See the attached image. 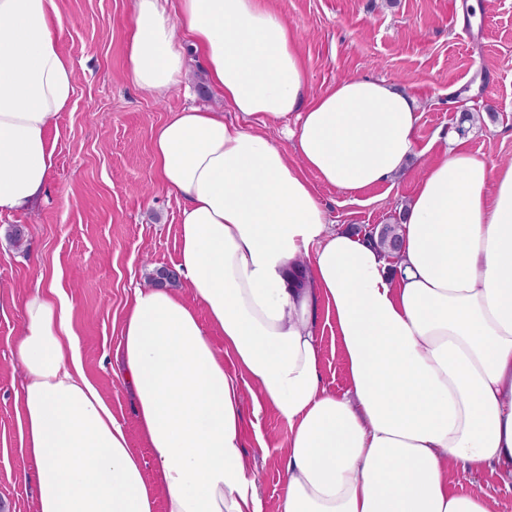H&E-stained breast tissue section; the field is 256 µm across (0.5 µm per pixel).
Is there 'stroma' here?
<instances>
[{"label": "stroma", "mask_w": 512, "mask_h": 512, "mask_svg": "<svg viewBox=\"0 0 512 512\" xmlns=\"http://www.w3.org/2000/svg\"><path fill=\"white\" fill-rule=\"evenodd\" d=\"M479 2L475 10L468 0H264L296 36L309 95L368 77L407 89L419 106L418 153L402 175L353 193L315 183L333 229L362 233L397 222L445 140L463 141L490 163L512 162V0ZM56 5L75 92L50 131L56 149L46 192L28 208L0 215V227L27 229L19 246L0 237V512H35L34 483L22 477L27 463L15 402L22 368L14 344L23 326L20 301L37 284L54 285L70 304L81 368L129 434L146 477L154 476L114 359L134 288L179 258L180 204L156 176L152 133L189 106L234 116L201 62H190L164 99L126 79L128 0ZM466 111L474 120L463 134ZM321 326L323 383L340 394L348 377L333 317L322 315ZM243 432L261 512H278L288 426L249 403Z\"/></svg>", "instance_id": "1"}]
</instances>
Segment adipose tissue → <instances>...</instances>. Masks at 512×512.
I'll list each match as a JSON object with an SVG mask.
<instances>
[{
    "label": "adipose tissue",
    "mask_w": 512,
    "mask_h": 512,
    "mask_svg": "<svg viewBox=\"0 0 512 512\" xmlns=\"http://www.w3.org/2000/svg\"><path fill=\"white\" fill-rule=\"evenodd\" d=\"M125 75L164 97L187 40L223 111L183 108L152 136L159 181L182 203L176 269L194 302L135 289L117 350L142 441L77 358L66 303L21 301L24 457L36 512H260L243 394L288 425L280 512H496L454 477L512 484V163L442 148L387 257L328 226L313 180L355 192L415 155L418 105L385 80L308 94L287 21L260 0H131ZM55 0H0V213L30 205L54 167L49 132L74 93ZM282 123L291 143L268 134ZM333 312L344 393L321 375L319 310ZM224 338L216 349L210 332Z\"/></svg>",
    "instance_id": "ef3b65f1"
}]
</instances>
